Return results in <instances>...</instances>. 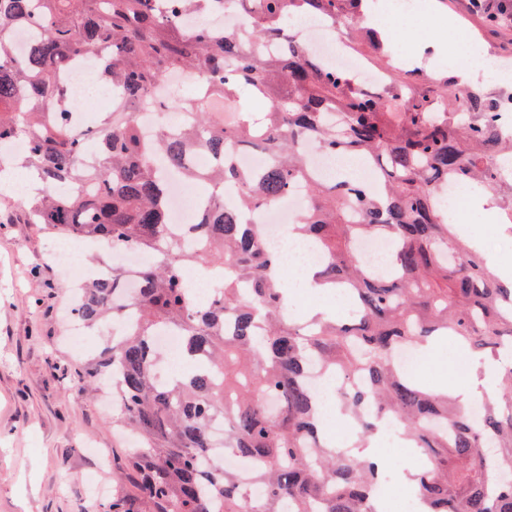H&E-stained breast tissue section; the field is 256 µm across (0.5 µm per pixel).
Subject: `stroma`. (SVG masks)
<instances>
[{"instance_id": "obj_1", "label": "stroma", "mask_w": 512, "mask_h": 512, "mask_svg": "<svg viewBox=\"0 0 512 512\" xmlns=\"http://www.w3.org/2000/svg\"><path fill=\"white\" fill-rule=\"evenodd\" d=\"M422 2L432 8L422 36L458 20L486 57L512 58V25L484 27L467 0L444 9ZM57 240L35 224L0 223V512H104L117 498L129 512H153L120 477L131 444L103 394L73 382L109 339L94 337L82 351L66 340V277L48 256Z\"/></svg>"}]
</instances>
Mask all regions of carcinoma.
<instances>
[{
    "label": "carcinoma",
    "instance_id": "cac0c4a2",
    "mask_svg": "<svg viewBox=\"0 0 512 512\" xmlns=\"http://www.w3.org/2000/svg\"><path fill=\"white\" fill-rule=\"evenodd\" d=\"M220 1L238 2L168 0L161 12L153 0H0V142L27 143L17 157L0 154V171L18 160L36 172L41 188L23 201L26 220L151 258L134 293L117 270L87 279L77 305L86 324L132 316L78 382L105 375L118 390V415L141 442L128 463L134 488L157 512H282L285 499L292 512H374L381 464L320 438L318 401L306 384L315 364L339 379L336 399L351 413L367 400L377 408L357 423L360 437L392 417L421 449L412 490L423 512H512V364L500 367L504 405L484 406L475 421L395 358L436 336L495 354L512 344V287L453 232L442 196L450 181H502L500 161L512 155V135L498 119L506 95L394 65L379 31L364 25V0H262L248 34L226 31L220 40L206 26L179 25L181 13L205 15ZM302 14L337 27L350 50L366 47L379 84L366 89L317 62L288 33ZM23 24L42 35L18 58L10 32ZM77 57L99 59L102 76L124 91L85 133L68 122L72 90L60 79ZM177 69L197 72L200 92L152 99ZM167 106L191 114L192 127L179 135L160 127L144 138L137 111ZM89 140L92 164L84 160ZM253 141L271 164L250 174L236 153ZM193 150L212 153L213 166L191 167ZM311 150L354 154L377 168V179L328 184L309 166ZM171 179L212 187V207L182 227L199 236L197 249L174 245L165 206ZM297 185L306 204L296 230L322 252L325 281L348 289L355 320L284 317L278 258L264 226L246 219ZM227 189L237 190L232 210L222 203ZM364 239L391 244L386 270L359 260L355 244ZM194 264L222 273L210 301L184 286ZM167 329L181 336L191 364L174 385L156 380L155 340ZM217 420L222 447L249 463L248 478L205 465ZM486 441L495 452L483 458ZM252 485L265 495L251 498Z\"/></svg>",
    "mask_w": 512,
    "mask_h": 512
}]
</instances>
